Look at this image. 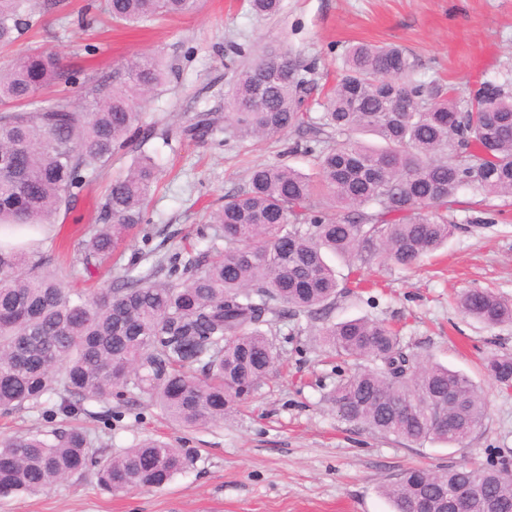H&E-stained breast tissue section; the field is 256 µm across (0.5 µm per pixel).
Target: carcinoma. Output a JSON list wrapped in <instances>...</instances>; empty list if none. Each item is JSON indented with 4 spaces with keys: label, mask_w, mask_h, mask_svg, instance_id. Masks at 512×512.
<instances>
[{
    "label": "carcinoma",
    "mask_w": 512,
    "mask_h": 512,
    "mask_svg": "<svg viewBox=\"0 0 512 512\" xmlns=\"http://www.w3.org/2000/svg\"><path fill=\"white\" fill-rule=\"evenodd\" d=\"M37 0H0V44L31 22ZM116 22L181 15L195 0H105ZM251 11L278 14L282 0H248ZM345 75L311 127L300 95L307 84L294 56L265 50L233 71L224 130L240 139L311 127L295 149L312 156L317 179L285 164H259L246 185L210 216L224 241L210 252L187 250L133 263L94 293L71 290L43 270L48 256L23 243L45 233L63 209L132 143L137 107L164 85L152 55L130 58L90 89L76 109L46 89L75 83L53 52L19 57L0 74V412L54 399L69 416L112 397L116 388L147 394L186 428L224 422L275 368L266 327L284 315L327 314L340 294L331 254L366 264L383 255L408 269L447 242L448 211L460 188L512 198V92L484 83L461 105L452 90L412 79L414 60L397 46L358 43ZM218 118L201 112L186 133L203 138ZM373 134L382 144L360 138ZM154 160L138 154L112 177L96 224L73 264L88 270L111 259L132 232H147ZM167 270L166 279L159 272ZM465 314L489 326L512 322V303L488 291L460 298ZM324 342L360 363L329 396L339 417L412 443L463 445L483 427L486 406L472 380L419 362L401 336L378 321L328 323ZM485 369L512 387V356ZM176 448L147 441L119 456L92 449L79 428L31 430L0 441V494L35 493L94 469L108 491L167 484L186 468ZM479 477L496 512H512V479L468 464L442 472L412 468L382 488L394 512Z\"/></svg>",
    "instance_id": "carcinoma-1"
}]
</instances>
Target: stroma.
<instances>
[{
    "label": "stroma",
    "instance_id": "35a3bbf8",
    "mask_svg": "<svg viewBox=\"0 0 512 512\" xmlns=\"http://www.w3.org/2000/svg\"><path fill=\"white\" fill-rule=\"evenodd\" d=\"M99 2L37 6L29 30L0 46V72L19 53L55 52L76 76L66 94L78 103L132 56L162 58L169 79L138 107L139 127L154 132L145 144L158 168L148 198L152 231L122 245V269L140 252L171 254L188 245L206 250L209 213L246 183L253 166L283 162L314 173L311 160L293 150L295 132L262 140L184 135L197 113L223 115L232 69L241 62L235 46L292 52L309 70L306 110L313 122L326 91L343 75L347 47L356 42L402 46L417 64L415 80L442 81L464 100L483 82L512 83V0H283L274 17L252 14L240 0H198L188 14L134 26L113 25L98 11ZM128 163L125 157L113 161L93 180L76 207L60 213L41 246L56 254L49 269L68 288L93 290L111 282L69 268L61 257L98 223L107 187ZM457 199L447 244L417 268L381 257L351 267L329 257L338 278L354 275L359 288L339 296L327 317L303 314L274 324L275 371L224 423L179 427L136 390L89 403L87 412L70 419L41 407L0 413V439L73 423L85 427L94 446L115 455L151 438L188 459L185 470L159 489L111 494L88 471L36 494L0 495V512H392L382 488L408 469L512 464V389L501 388L482 366L489 355L512 356V322L488 327L458 305L469 290L512 301V203L497 197L479 203L467 188ZM359 317L395 326L419 359L471 378L487 415L467 445L413 444L337 416L328 395L349 368L337 362L321 330Z\"/></svg>",
    "mask_w": 512,
    "mask_h": 512
}]
</instances>
